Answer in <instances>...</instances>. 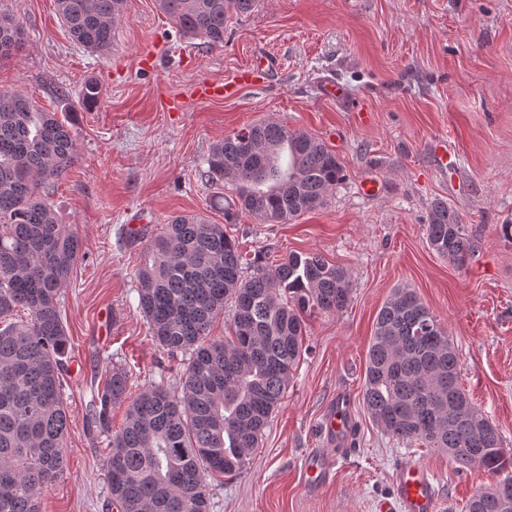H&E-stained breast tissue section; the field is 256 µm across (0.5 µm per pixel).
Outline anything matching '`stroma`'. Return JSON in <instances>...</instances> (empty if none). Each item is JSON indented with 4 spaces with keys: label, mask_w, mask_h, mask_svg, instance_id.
<instances>
[{
    "label": "stroma",
    "mask_w": 512,
    "mask_h": 512,
    "mask_svg": "<svg viewBox=\"0 0 512 512\" xmlns=\"http://www.w3.org/2000/svg\"><path fill=\"white\" fill-rule=\"evenodd\" d=\"M0 11L16 16L26 38L18 55L0 60V88L75 119L74 162L52 196L84 244L61 299L67 470L43 490L40 512H114L108 441L87 433L79 388L115 363L134 394L176 388L181 378L137 307L133 272L148 241L131 229L155 231L192 213L223 223L234 191L207 180V156L260 120L323 141L346 177L324 209L286 224L240 213L229 233L260 258L322 255L348 270L352 300L307 317L284 399L241 472L212 481L211 512H377L404 462L431 472L440 512H462L487 474L384 435L360 397L376 315L394 289H414L447 329L469 398L512 450V237L501 231L512 224V0H258L228 23L218 50L184 37L156 0H128L103 56L72 41L55 0H0ZM144 50L155 58L149 71ZM260 56L273 63L261 87L233 99L194 95L196 84L231 78ZM331 79L343 97L321 96ZM88 80L100 91L90 110L81 101ZM366 179L376 181L374 195L362 193ZM437 200L474 242L465 267L428 243ZM340 401L353 433L330 436L319 424ZM313 454L333 461L315 488L303 479Z\"/></svg>",
    "instance_id": "obj_1"
}]
</instances>
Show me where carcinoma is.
Here are the masks:
<instances>
[{"instance_id": "cac0c4a2", "label": "carcinoma", "mask_w": 512, "mask_h": 512, "mask_svg": "<svg viewBox=\"0 0 512 512\" xmlns=\"http://www.w3.org/2000/svg\"><path fill=\"white\" fill-rule=\"evenodd\" d=\"M257 0H158L188 38L224 47V25ZM127 0H56L72 40L100 55L112 46ZM24 31L0 15V59L22 48ZM74 124L0 89V512H39L44 488L67 467L69 414L64 360L69 336L60 294L83 242L60 223L50 188L75 156ZM207 176L231 182L233 205L262 224H285L325 207L344 180L342 163L319 139L275 121L245 126L215 144ZM431 248L464 267L474 244L459 215L434 202ZM138 308L171 360L187 358L181 389L160 385L129 397L130 378L112 367L93 390L88 429L106 436L107 484L120 512H210L206 474L233 475L259 447L303 350L306 316L337 313L351 300L348 272L316 253L262 263L206 217L171 216L151 237L136 270ZM233 308L228 336L210 338ZM28 311L24 319L20 310ZM362 404L398 441L419 440L495 483L465 512H503L512 500V453L460 381L447 330L409 288L380 308L368 349ZM131 399L123 427L112 408Z\"/></svg>"}]
</instances>
